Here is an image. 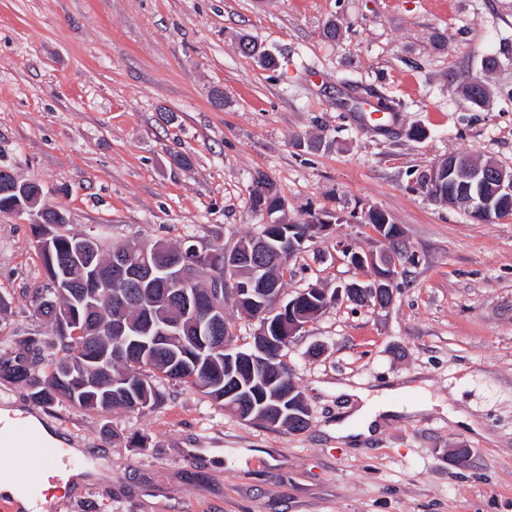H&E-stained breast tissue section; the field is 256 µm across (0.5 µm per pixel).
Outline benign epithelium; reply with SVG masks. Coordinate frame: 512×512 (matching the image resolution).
<instances>
[{
	"label": "benign epithelium",
	"mask_w": 512,
	"mask_h": 512,
	"mask_svg": "<svg viewBox=\"0 0 512 512\" xmlns=\"http://www.w3.org/2000/svg\"><path fill=\"white\" fill-rule=\"evenodd\" d=\"M424 187L436 197L459 200L469 205V216L477 223L492 221L505 209L512 206V170H507L495 162L483 165L462 160L454 155L437 161L429 173L424 176ZM301 225L275 224L270 237L286 240L288 244L296 245L300 239L298 232ZM350 264L358 271V277L352 284L337 290L334 300L346 299L350 302H374V306L383 307L392 303L397 279L396 265L389 262L383 251L358 252L348 248L343 249ZM188 254H201L198 246L192 245L183 252L173 254L167 250H154L144 255L143 260L134 262L127 250L112 251L110 267L105 268L97 263L92 266L91 279L108 281L114 286L113 298L124 301L125 288L135 284L144 286L153 277L169 272L174 282L171 292L172 301L184 306V319L197 321L198 335L208 336L221 323V317L215 308L212 296L202 298L196 294L189 295L185 286L191 282ZM244 266L252 279L259 280V289L242 282L237 274V267ZM267 270V259L264 253L228 254L224 256V301L236 305L249 302V309L260 319L257 329V341L246 356L236 353L237 345L233 336H224V359L228 362L239 359L253 368H262L272 355V345H277L278 352H283L290 346L292 335L306 327L307 320L299 318L294 313L296 300L281 303V291L271 279L263 275ZM154 305L146 303L143 306L142 321L146 325V335L151 339L159 336H174L179 334L183 319L177 321L158 320L153 313ZM108 335L119 340V350L122 355H131L135 346L127 345L132 336L130 324L121 317L112 319L108 327Z\"/></svg>",
	"instance_id": "benign-epithelium-1"
}]
</instances>
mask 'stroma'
Returning a JSON list of instances; mask_svg holds the SVG:
<instances>
[{"label":"stroma","mask_w":512,"mask_h":512,"mask_svg":"<svg viewBox=\"0 0 512 512\" xmlns=\"http://www.w3.org/2000/svg\"><path fill=\"white\" fill-rule=\"evenodd\" d=\"M243 36L277 69L240 53ZM475 79L480 107L462 95ZM361 94L393 117L362 121ZM451 154L512 169V0H0V168L41 184L70 232L230 249L265 222L250 207L261 173L284 219L329 225L283 299L355 280L343 247L382 248L368 210L406 245L390 307L338 302L289 346L304 430L182 386L154 409L96 413L1 383L0 408L82 449L74 466L103 463L48 512H512V215L479 224L433 200L419 179ZM42 277L27 216L0 212V342L47 333L29 297ZM340 384L424 409L353 444L328 430L355 409Z\"/></svg>","instance_id":"stroma-1"}]
</instances>
